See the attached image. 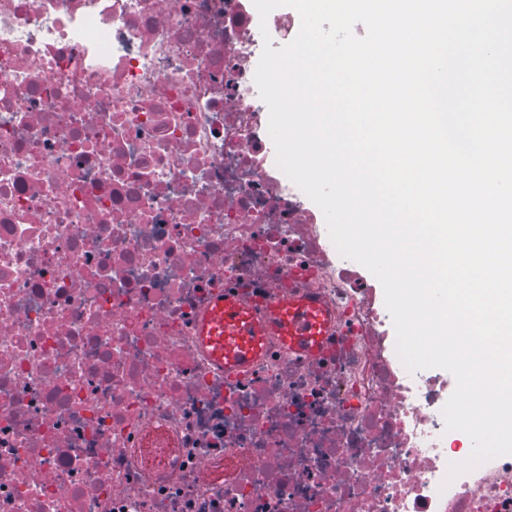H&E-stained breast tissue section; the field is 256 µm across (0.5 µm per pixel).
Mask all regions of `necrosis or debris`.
I'll use <instances>...</instances> for the list:
<instances>
[{"mask_svg": "<svg viewBox=\"0 0 512 512\" xmlns=\"http://www.w3.org/2000/svg\"><path fill=\"white\" fill-rule=\"evenodd\" d=\"M252 0H0V512H512L448 478L441 369L332 250L273 146ZM316 291L313 355L198 350L204 306Z\"/></svg>", "mask_w": 512, "mask_h": 512, "instance_id": "necrosis-or-debris-1", "label": "necrosis or debris"}]
</instances>
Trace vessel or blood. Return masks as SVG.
<instances>
[{
    "instance_id": "1",
    "label": "vessel or blood",
    "mask_w": 512,
    "mask_h": 512,
    "mask_svg": "<svg viewBox=\"0 0 512 512\" xmlns=\"http://www.w3.org/2000/svg\"><path fill=\"white\" fill-rule=\"evenodd\" d=\"M271 327L288 348L309 354L318 350L327 322L319 300L310 294L273 301L267 325L255 320L242 299L218 296L203 309L196 340L214 366L239 370L250 366L262 353Z\"/></svg>"
}]
</instances>
